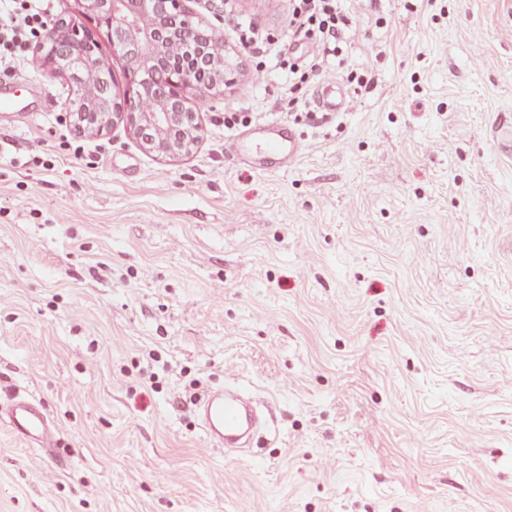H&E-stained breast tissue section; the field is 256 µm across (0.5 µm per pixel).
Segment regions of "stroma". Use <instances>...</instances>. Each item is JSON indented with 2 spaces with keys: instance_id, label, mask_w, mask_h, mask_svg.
I'll list each match as a JSON object with an SVG mask.
<instances>
[{
  "instance_id": "1",
  "label": "stroma",
  "mask_w": 512,
  "mask_h": 512,
  "mask_svg": "<svg viewBox=\"0 0 512 512\" xmlns=\"http://www.w3.org/2000/svg\"><path fill=\"white\" fill-rule=\"evenodd\" d=\"M283 54L288 0H186L224 36L223 94L161 159L77 135L43 63L38 112L0 118V404L35 399L57 444L0 419V512H512V0H342L343 111L257 80L224 6ZM241 109L245 120L224 115ZM285 123L260 170L228 148ZM233 387L264 426L209 446ZM230 149L244 158H251L254 150H259L262 157H271L277 165L282 166L298 159L304 146L291 131L287 135L282 129H273L250 133L234 140Z\"/></svg>"
}]
</instances>
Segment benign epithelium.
Instances as JSON below:
<instances>
[{
    "label": "benign epithelium",
    "instance_id": "obj_1",
    "mask_svg": "<svg viewBox=\"0 0 512 512\" xmlns=\"http://www.w3.org/2000/svg\"><path fill=\"white\" fill-rule=\"evenodd\" d=\"M82 8L112 32L113 49L126 58L128 79L123 88L112 83L92 30L74 18L55 23L38 50L52 73L81 93L80 108L70 110L75 131L101 135L121 121L160 158L191 153L202 128L180 90L224 89L223 36L201 29L184 0H82ZM144 94L154 101L151 112L138 108Z\"/></svg>",
    "mask_w": 512,
    "mask_h": 512
}]
</instances>
